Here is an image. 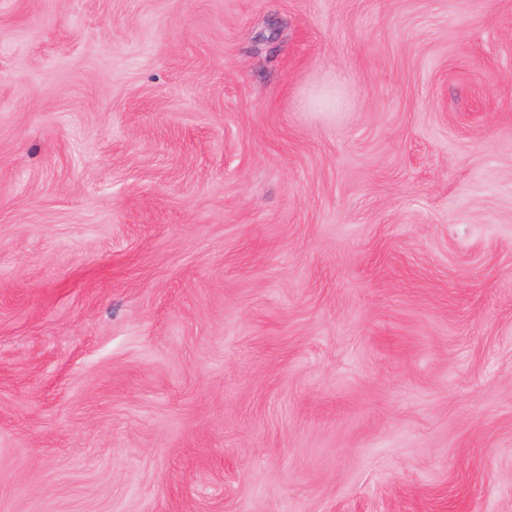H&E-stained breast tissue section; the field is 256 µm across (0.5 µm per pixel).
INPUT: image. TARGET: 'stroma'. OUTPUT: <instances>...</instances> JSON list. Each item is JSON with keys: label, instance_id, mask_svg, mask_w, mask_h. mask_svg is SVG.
Returning <instances> with one entry per match:
<instances>
[{"label": "stroma", "instance_id": "obj_1", "mask_svg": "<svg viewBox=\"0 0 512 512\" xmlns=\"http://www.w3.org/2000/svg\"><path fill=\"white\" fill-rule=\"evenodd\" d=\"M0 512H512V0H0Z\"/></svg>", "mask_w": 512, "mask_h": 512}]
</instances>
